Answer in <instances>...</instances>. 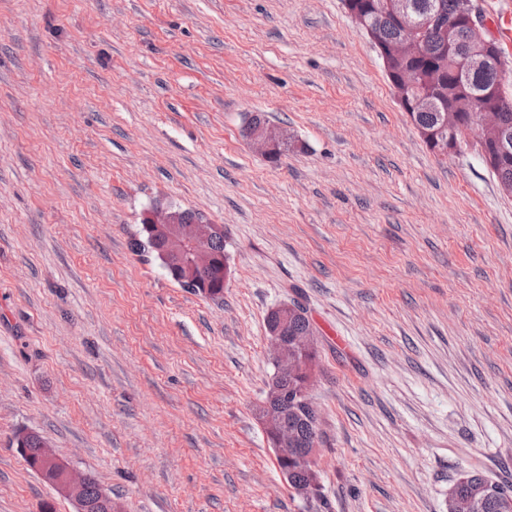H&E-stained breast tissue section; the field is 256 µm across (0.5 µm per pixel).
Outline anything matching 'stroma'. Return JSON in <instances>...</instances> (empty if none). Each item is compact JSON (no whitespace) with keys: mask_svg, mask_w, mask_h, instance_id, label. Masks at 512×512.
<instances>
[{"mask_svg":"<svg viewBox=\"0 0 512 512\" xmlns=\"http://www.w3.org/2000/svg\"><path fill=\"white\" fill-rule=\"evenodd\" d=\"M266 113L305 143L273 164ZM169 206L224 227L214 301L132 242ZM317 329L321 496L258 419L265 318ZM44 436L124 512H448L512 484V197L433 154L342 0H0V512H74ZM244 124L246 126L258 127L245 130L244 133L248 141L256 146L265 157L273 155L279 146L288 142V135L280 126L269 124L266 119L257 113L247 115ZM30 431L21 430L15 435L17 448L25 452V442ZM48 443L37 433H31L26 442L28 457L23 455L27 464L30 459L36 460L41 449L40 460L33 463L31 469L58 493L71 499L75 505V512H122L121 504L112 498V495L101 490L99 499L92 502L86 498L85 482L88 475L78 474L68 461L59 457L50 448ZM45 447V448H43ZM485 480L488 479L484 475L477 472L461 474V476L454 481L450 492L458 497H465L469 495L475 488L479 487L482 481ZM497 491L498 488H496L493 483H486L471 493L474 495L472 497L470 496L466 499L452 497L451 500L464 510L459 512H479L482 509L484 500L489 495L497 493ZM464 505H473V507L465 509L463 508Z\"/></svg>","mask_w":512,"mask_h":512,"instance_id":"35a3bbf8","label":"stroma"}]
</instances>
